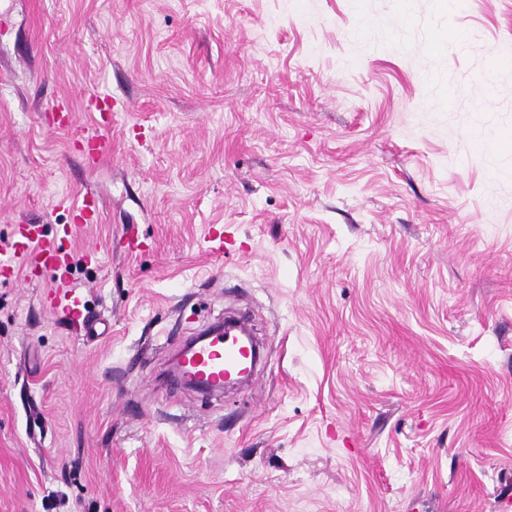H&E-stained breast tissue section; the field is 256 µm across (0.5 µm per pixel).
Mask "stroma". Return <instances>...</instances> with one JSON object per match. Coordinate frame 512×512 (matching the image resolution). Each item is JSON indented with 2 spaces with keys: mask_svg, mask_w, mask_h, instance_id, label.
I'll list each match as a JSON object with an SVG mask.
<instances>
[{
  "mask_svg": "<svg viewBox=\"0 0 512 512\" xmlns=\"http://www.w3.org/2000/svg\"><path fill=\"white\" fill-rule=\"evenodd\" d=\"M93 89L123 105L94 169ZM86 191L66 275L106 335L0 276V512H495L512 0H0V245ZM236 313L255 377L168 393ZM64 204H66L65 207ZM59 206L64 207L71 218V224H66L67 237H75L89 224H98L101 220V211L97 202L87 193L81 195L76 201L66 197Z\"/></svg>",
  "mask_w": 512,
  "mask_h": 512,
  "instance_id": "35a3bbf8",
  "label": "stroma"
}]
</instances>
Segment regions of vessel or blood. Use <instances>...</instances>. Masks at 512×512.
Instances as JSON below:
<instances>
[{
    "label": "vessel or blood",
    "mask_w": 512,
    "mask_h": 512,
    "mask_svg": "<svg viewBox=\"0 0 512 512\" xmlns=\"http://www.w3.org/2000/svg\"><path fill=\"white\" fill-rule=\"evenodd\" d=\"M89 99L97 104L94 117V131L84 133L83 141L88 147V158L92 163L101 162L108 145L104 137L106 130L112 127V114L119 106L112 95L94 90ZM71 222L65 233L73 237L86 229L88 225L99 223L101 211L97 202L87 194L77 200L67 201L65 206ZM29 270L52 268L62 269L68 264V254L50 239L39 224L16 225L7 251L0 253V273L14 275L19 265ZM53 307L62 309L69 317L76 333L83 336L93 335L96 322L87 310L82 298L68 286L66 279H59L55 287L47 294ZM186 370L197 379L209 383L213 391H222L225 381L233 376L248 372L249 363L242 345L232 334L209 337L197 345L183 359Z\"/></svg>",
    "instance_id": "vessel-or-blood-1"
}]
</instances>
